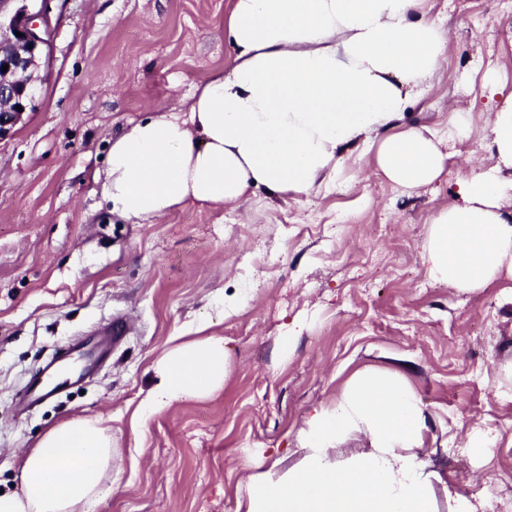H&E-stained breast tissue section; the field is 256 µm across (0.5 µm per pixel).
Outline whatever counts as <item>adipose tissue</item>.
I'll list each match as a JSON object with an SVG mask.
<instances>
[{
    "label": "adipose tissue",
    "instance_id": "1",
    "mask_svg": "<svg viewBox=\"0 0 512 512\" xmlns=\"http://www.w3.org/2000/svg\"><path fill=\"white\" fill-rule=\"evenodd\" d=\"M426 0H232L224 29L235 56L191 96L187 116L136 123L112 142L102 195L110 210L146 220L189 203L233 205L255 188L301 193L328 183L360 136L380 134L376 165L411 190L436 181L448 161L439 139L397 131L412 94L439 68L448 34ZM492 115L495 167L459 185L460 204L430 224L431 279L475 291L512 275V92ZM143 417L220 390L229 356L220 337L177 344L153 364ZM426 417L405 375L367 368L333 408L313 411L298 460L252 472L234 512H436L430 471L415 451ZM368 449L343 457L351 432ZM121 457L100 421L60 423L24 459L21 490L0 494V512H90Z\"/></svg>",
    "mask_w": 512,
    "mask_h": 512
}]
</instances>
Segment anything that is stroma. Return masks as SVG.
Here are the masks:
<instances>
[{
	"instance_id": "1",
	"label": "stroma",
	"mask_w": 512,
	"mask_h": 512,
	"mask_svg": "<svg viewBox=\"0 0 512 512\" xmlns=\"http://www.w3.org/2000/svg\"><path fill=\"white\" fill-rule=\"evenodd\" d=\"M49 7L36 107L0 139V490L19 491L22 456L81 417L122 450L92 512H234L243 478L293 453L313 409L334 407L358 370L387 367L406 375L426 416L416 452L440 476L437 512H453L452 489L493 512L491 490L512 494V277L465 292L432 281L423 253L432 217L459 204V182L497 162L485 81L512 90V0L426 2L449 39L404 125L442 138L436 182L395 186L364 138L327 186L258 188L235 206L191 203L150 220L102 204L111 140L186 111L231 64V0ZM462 117L470 133L459 138ZM344 213L355 223L339 226ZM376 224L388 225L385 241H373ZM116 315L134 328L97 370L18 411L20 388L56 347ZM199 329L224 339L223 389L133 425L153 361Z\"/></svg>"
}]
</instances>
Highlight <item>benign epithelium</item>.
Here are the masks:
<instances>
[{
	"label": "benign epithelium",
	"mask_w": 512,
	"mask_h": 512,
	"mask_svg": "<svg viewBox=\"0 0 512 512\" xmlns=\"http://www.w3.org/2000/svg\"><path fill=\"white\" fill-rule=\"evenodd\" d=\"M48 3L0 0V67L8 65L0 71V139L35 108L37 83L43 80L41 70L53 40Z\"/></svg>",
	"instance_id": "benign-epithelium-1"
}]
</instances>
